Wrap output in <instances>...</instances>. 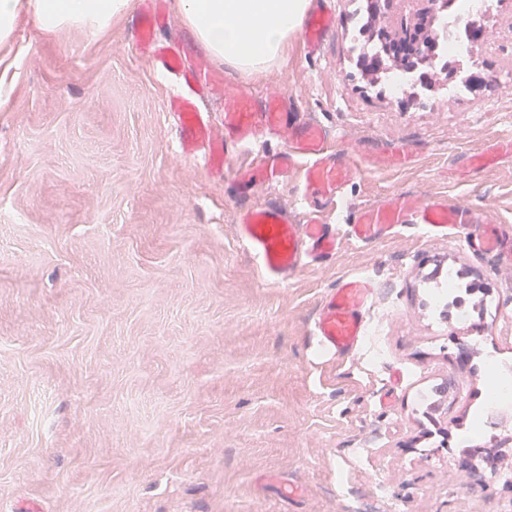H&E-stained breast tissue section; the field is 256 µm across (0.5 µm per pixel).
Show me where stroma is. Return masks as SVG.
Wrapping results in <instances>:
<instances>
[{
	"label": "stroma",
	"mask_w": 512,
	"mask_h": 512,
	"mask_svg": "<svg viewBox=\"0 0 512 512\" xmlns=\"http://www.w3.org/2000/svg\"><path fill=\"white\" fill-rule=\"evenodd\" d=\"M164 2L153 41L201 55ZM331 4L323 50L297 36L246 92L290 97L353 149L360 168L337 210L405 191L459 197L512 240V158L480 157L512 140V0L482 15L491 37L469 62L484 83L456 97L438 74L413 93L368 84L357 4ZM140 21L136 10L89 38L23 14L0 46L13 61L0 76V512H512V478L489 475L512 471V428L499 453L470 431L489 359L512 362V269L411 226L263 282L235 226L260 203L299 206L296 174H258L286 138L240 155L249 182L183 154L174 81L138 48ZM402 147L406 166L371 165ZM450 266L473 290L460 319L429 308ZM349 275L377 288L375 363L363 348L329 356L311 333ZM443 382L424 414L420 396Z\"/></svg>",
	"instance_id": "1"
}]
</instances>
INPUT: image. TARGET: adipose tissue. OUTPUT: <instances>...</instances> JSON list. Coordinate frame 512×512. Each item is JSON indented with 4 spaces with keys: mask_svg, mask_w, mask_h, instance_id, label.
I'll list each match as a JSON object with an SVG mask.
<instances>
[{
    "mask_svg": "<svg viewBox=\"0 0 512 512\" xmlns=\"http://www.w3.org/2000/svg\"><path fill=\"white\" fill-rule=\"evenodd\" d=\"M196 41L216 61L252 75L278 64L301 30L311 0H174ZM134 0H0V44L9 42L19 14L55 32L71 27L96 35L127 17Z\"/></svg>",
    "mask_w": 512,
    "mask_h": 512,
    "instance_id": "1",
    "label": "adipose tissue"
}]
</instances>
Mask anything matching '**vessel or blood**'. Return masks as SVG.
<instances>
[{"mask_svg": "<svg viewBox=\"0 0 512 512\" xmlns=\"http://www.w3.org/2000/svg\"><path fill=\"white\" fill-rule=\"evenodd\" d=\"M332 20L331 8L313 13L306 31L309 53L320 52ZM152 56L177 82L169 111L182 129L184 153L203 156L215 165L222 163L224 151L212 133L211 114L204 108L217 94L224 97L225 139L244 147L280 129L288 131L286 146L265 154L261 163L273 177L299 172L296 191L306 204L303 215L270 203L243 211L239 217L238 236L254 255L263 281L280 285L304 267L328 263L341 237L370 244L396 237L409 224H422L433 232L463 229L465 244L473 254L493 253L502 264L512 266V247L503 248L499 239L483 232L487 213L443 196L400 193L346 212L339 224L328 223L326 214L341 197L356 160L346 148L333 146L326 127L290 121L288 105L279 96L258 101L233 83L217 85L205 62L186 63L176 47L153 45ZM372 299L370 280L360 276L340 279L318 306L313 326L317 341L338 357L353 356L366 334Z\"/></svg>", "mask_w": 512, "mask_h": 512, "instance_id": "obj_1", "label": "vessel or blood"}]
</instances>
